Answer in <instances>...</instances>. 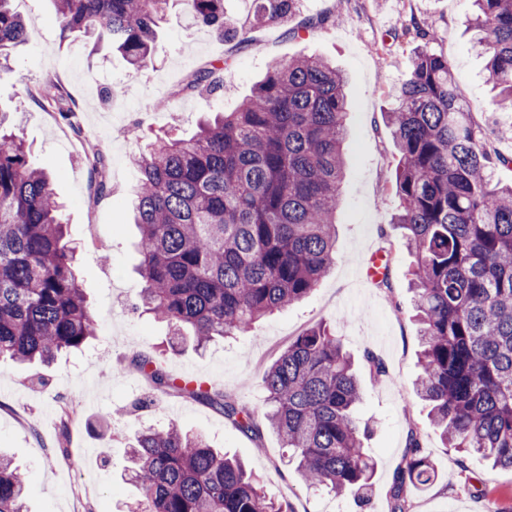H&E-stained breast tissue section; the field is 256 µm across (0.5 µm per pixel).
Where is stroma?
I'll return each instance as SVG.
<instances>
[{"instance_id": "35a3bbf8", "label": "stroma", "mask_w": 512, "mask_h": 512, "mask_svg": "<svg viewBox=\"0 0 512 512\" xmlns=\"http://www.w3.org/2000/svg\"><path fill=\"white\" fill-rule=\"evenodd\" d=\"M33 39L11 59L13 74L0 77V110L32 148V160L56 177L63 222L76 249L75 270L101 332L79 352L50 365L0 360V452L28 475L27 512H127L136 490L124 480L127 447L146 426L173 423L240 457L260 475L287 512H390L389 490L418 430L437 477L405 488L407 512H512V470L492 469L480 458H459L430 426L416 397L419 342L411 320L408 271L412 258L391 226L398 200L391 192L396 159L384 114L406 80L412 46L393 34L412 18L433 34L431 48L454 67L458 95L472 106L485 144L512 157V112L489 111L485 59L466 31L471 0H303L300 16L330 15L314 34L294 35L296 19L248 29L244 41H221L170 0L159 30L155 61L142 71L107 47L92 50L82 33L61 39L51 0H14ZM232 54L216 95H176L182 80L205 61ZM302 53L335 59L349 75L356 99L348 115L352 137L344 204L336 216V262L305 300L260 322L254 331L216 340L201 352L184 343L168 351L169 329L140 311L138 232L130 213L137 179L131 159L151 138L191 135L202 113L234 110L274 60ZM49 81L75 100L80 135L37 106L34 90ZM112 97H102V90ZM100 149L106 190H98L88 156ZM391 254L392 288H376L365 275L370 254ZM341 336L357 359L372 354L385 375L358 368L364 389L358 416L373 422L368 446L376 460L367 505L336 498L303 484L270 428L246 433L209 403L154 388L131 365L138 355L160 360L172 380L191 368L196 379L239 406L262 409L259 379L312 325Z\"/></svg>"}]
</instances>
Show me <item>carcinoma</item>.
<instances>
[{"mask_svg": "<svg viewBox=\"0 0 512 512\" xmlns=\"http://www.w3.org/2000/svg\"><path fill=\"white\" fill-rule=\"evenodd\" d=\"M0 0V58L28 41V27ZM62 37L81 32L148 67L169 0H53ZM225 41L239 30L224 0H184ZM470 26L486 56L497 109L512 107V0H472ZM254 24L285 22L300 0H252ZM417 43L386 123L396 150L393 226L412 257L410 289L421 342L416 382L445 445L512 470V183L494 180L512 158L491 154L448 58L412 18ZM208 63L182 90L220 89ZM346 73L317 55L271 63L231 112H216L189 138L157 136L132 158L143 308L167 323L174 344L203 347L237 336L312 293L336 260L348 137ZM57 83L33 101L79 130ZM54 180L18 134L0 129V357L51 362L81 350L98 323L74 270ZM132 365L157 387L174 382L150 356ZM262 417L188 380L177 390L218 406L240 430L272 429L305 483L337 497L364 495L375 461L373 429L356 416L362 388L354 358L327 325L298 336L261 377ZM130 512H284L238 459L175 424L139 432L129 445ZM436 478L418 431L390 491L405 512L406 484ZM24 474L0 454V512H24Z\"/></svg>", "mask_w": 512, "mask_h": 512, "instance_id": "carcinoma-1", "label": "carcinoma"}]
</instances>
